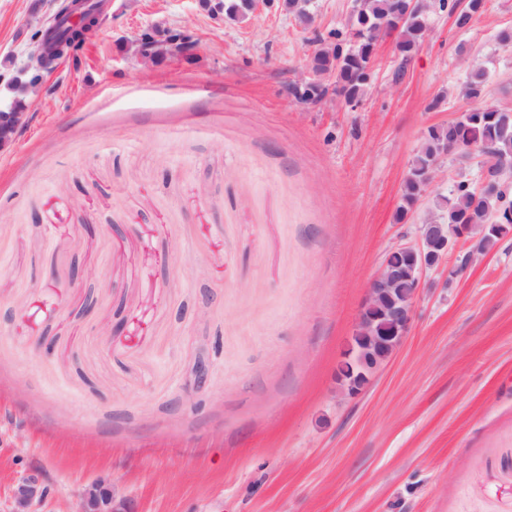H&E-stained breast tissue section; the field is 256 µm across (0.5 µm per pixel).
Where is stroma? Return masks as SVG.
I'll return each mask as SVG.
<instances>
[{
  "mask_svg": "<svg viewBox=\"0 0 512 512\" xmlns=\"http://www.w3.org/2000/svg\"><path fill=\"white\" fill-rule=\"evenodd\" d=\"M102 2L0 152V497L37 465L46 512L97 480L139 512H512L511 235L422 295L362 395L335 380L385 252L482 177L448 163L397 215L427 128L476 106L471 62L512 109V0L463 29L434 11L406 64L380 42L354 107L284 94L352 0H314L306 29ZM30 4L0 0V61L23 62ZM155 24L196 55L134 62ZM487 73L482 66L470 69L467 80L460 90V95L466 99L479 100L485 95Z\"/></svg>",
  "mask_w": 512,
  "mask_h": 512,
  "instance_id": "stroma-1",
  "label": "stroma"
}]
</instances>
